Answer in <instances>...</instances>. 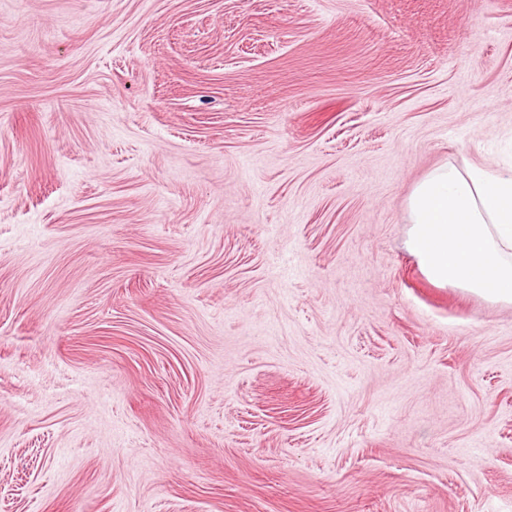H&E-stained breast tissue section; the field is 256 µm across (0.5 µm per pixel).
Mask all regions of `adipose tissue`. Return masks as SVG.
<instances>
[{"mask_svg":"<svg viewBox=\"0 0 512 512\" xmlns=\"http://www.w3.org/2000/svg\"><path fill=\"white\" fill-rule=\"evenodd\" d=\"M406 247L435 286L512 305V171L432 170L408 198Z\"/></svg>","mask_w":512,"mask_h":512,"instance_id":"adipose-tissue-1","label":"adipose tissue"}]
</instances>
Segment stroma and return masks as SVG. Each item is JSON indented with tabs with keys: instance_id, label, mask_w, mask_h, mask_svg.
<instances>
[{
	"instance_id": "stroma-1",
	"label": "stroma",
	"mask_w": 512,
	"mask_h": 512,
	"mask_svg": "<svg viewBox=\"0 0 512 512\" xmlns=\"http://www.w3.org/2000/svg\"><path fill=\"white\" fill-rule=\"evenodd\" d=\"M445 163L512 169V0H0V512H512Z\"/></svg>"
}]
</instances>
